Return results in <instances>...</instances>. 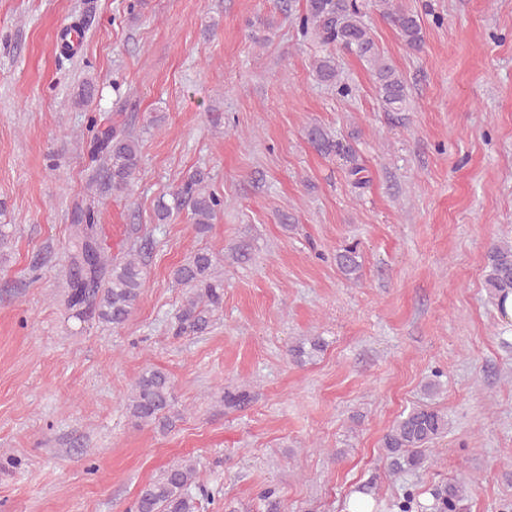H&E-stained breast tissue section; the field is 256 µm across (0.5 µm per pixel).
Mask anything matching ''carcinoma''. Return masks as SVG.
<instances>
[{
    "label": "carcinoma",
    "mask_w": 512,
    "mask_h": 512,
    "mask_svg": "<svg viewBox=\"0 0 512 512\" xmlns=\"http://www.w3.org/2000/svg\"><path fill=\"white\" fill-rule=\"evenodd\" d=\"M373 6L397 30L405 45L418 50L424 42L423 28L417 15L404 9L398 0H301L294 20L301 38L327 49L339 48L366 62L383 107L388 112H402L409 101L407 80L381 53L369 32L365 8ZM315 80L334 87L345 97L349 85L339 79L335 58L327 53L314 58ZM88 155L93 164L89 179V198L72 207L69 225L71 246L62 270V298L66 309L83 319L120 328L136 309L146 276L141 254L149 248L144 241L131 248L117 261L104 251L100 237V205L112 195H128L133 189L141 165V147L137 134L120 126L98 127L96 117L87 127ZM307 140L324 157L345 160L351 184L360 188L363 168L357 163L353 148L336 140L321 126L308 129ZM211 173L196 167L180 185L160 199L154 220L166 224L187 212L201 231L213 223L224 208V200L209 189ZM485 287L489 297L501 303L512 293V240L490 243L486 254ZM337 268L348 279H357L360 268L358 244L348 243L334 256ZM219 255L199 249L171 271L173 282L187 290V297L176 315L175 335H202L209 330L214 313L223 308L224 276L218 272ZM324 340L306 337L289 348L296 363L313 360L324 351ZM224 406L240 409L251 401L245 388L227 389ZM127 410L139 425L160 430L170 428L179 417L175 408L174 385L169 374L159 368L144 369L133 384ZM448 430V419L434 406L425 403L403 413L384 434L382 448L389 470L394 474L418 471L427 462L430 444ZM197 468L194 461L183 459L169 465L156 479L144 484L130 512H198ZM469 484L455 478L434 487L425 504L410 492L387 503L388 512H466Z\"/></svg>",
    "instance_id": "1"
}]
</instances>
